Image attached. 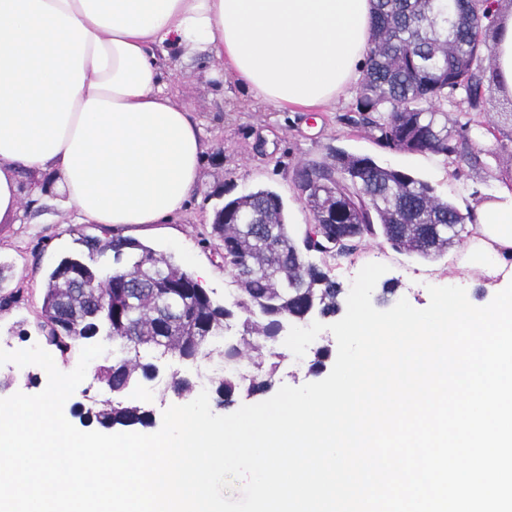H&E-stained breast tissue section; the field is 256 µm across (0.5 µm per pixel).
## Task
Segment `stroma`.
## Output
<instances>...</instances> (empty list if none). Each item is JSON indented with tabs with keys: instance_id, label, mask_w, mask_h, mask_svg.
I'll use <instances>...</instances> for the list:
<instances>
[{
	"instance_id": "35a3bbf8",
	"label": "stroma",
	"mask_w": 512,
	"mask_h": 512,
	"mask_svg": "<svg viewBox=\"0 0 512 512\" xmlns=\"http://www.w3.org/2000/svg\"><path fill=\"white\" fill-rule=\"evenodd\" d=\"M167 88L178 103L190 107L202 123L204 151L198 183L182 213L168 224H145L120 229L154 250L173 256L216 299L229 296L234 286L230 268L200 242L203 225L211 223L216 208L251 191L268 188L281 195L295 236H302L312 215L294 190L292 174L307 160H320L330 148L374 157L381 164L429 181L437 193L467 210L512 175V155L502 154L481 170L466 159L452 161L434 154L408 153L381 147L369 134L353 132L346 121L350 95L313 114L283 112L251 100L223 71L221 61L205 54L172 61ZM21 206L17 215L0 219V295L15 293L19 301L0 311V342L26 349L39 334L41 304L49 273L60 260L77 251L80 235H103L100 224H78L73 211L54 202L52 179L46 174H22ZM382 263L385 280L395 282L396 298L418 309L430 302L428 286L454 284L465 288L470 303L488 305L503 290L501 279L489 276L476 249L461 242L434 260L412 259L396 253L384 241H367L353 256L341 261L336 279L350 290L346 271L353 266Z\"/></svg>"
}]
</instances>
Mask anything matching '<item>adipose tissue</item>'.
Wrapping results in <instances>:
<instances>
[{
  "label": "adipose tissue",
  "instance_id": "adipose-tissue-1",
  "mask_svg": "<svg viewBox=\"0 0 512 512\" xmlns=\"http://www.w3.org/2000/svg\"><path fill=\"white\" fill-rule=\"evenodd\" d=\"M371 18V0H0V218L20 207L21 173L49 172L78 223H169L205 144L158 50L208 53L254 99L316 112L360 81ZM497 29L512 95V8ZM473 215L482 247L512 250V187Z\"/></svg>",
  "mask_w": 512,
  "mask_h": 512
}]
</instances>
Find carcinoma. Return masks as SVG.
Instances as JSON below:
<instances>
[{
    "mask_svg": "<svg viewBox=\"0 0 512 512\" xmlns=\"http://www.w3.org/2000/svg\"><path fill=\"white\" fill-rule=\"evenodd\" d=\"M485 3L457 0L449 28L438 0H374L371 46L350 124L390 149L465 156L473 168L483 160L470 150L472 141L491 136L507 148L503 140L512 142V135L484 117L487 94L499 87L496 28ZM459 101L466 109L452 134L448 105ZM293 183L314 219L299 238L272 190L252 191L215 210L205 241L234 273L229 303L215 301L172 257L128 237L84 235L88 259L65 258L50 273L41 305L45 343L62 357L91 339L122 347L112 364L95 372L112 394L94 412L98 423L148 425L149 409L130 398V388L155 379L173 355L189 368L214 357L227 367L215 381L219 402L267 390L282 357L285 324L340 310L336 268L365 241L380 238L399 253L435 259L466 237L470 214L429 182L369 155L336 147L322 161L302 163ZM431 224L440 230L428 240ZM233 321L241 334L226 338L224 326Z\"/></svg>",
    "mask_w": 512,
    "mask_h": 512,
    "instance_id": "1",
    "label": "carcinoma"
}]
</instances>
